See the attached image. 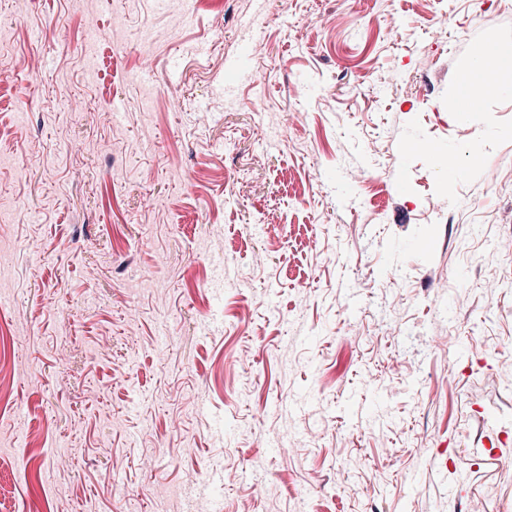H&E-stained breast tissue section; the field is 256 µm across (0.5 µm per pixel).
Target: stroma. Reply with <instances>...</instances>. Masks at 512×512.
<instances>
[{"instance_id":"35a3bbf8","label":"stroma","mask_w":512,"mask_h":512,"mask_svg":"<svg viewBox=\"0 0 512 512\" xmlns=\"http://www.w3.org/2000/svg\"><path fill=\"white\" fill-rule=\"evenodd\" d=\"M0 26V512H512V90L448 110L512 0H0ZM251 53V47L246 45L242 48L240 55L229 63L228 69L231 74V83L225 85V92H231L234 83L250 82L253 80L254 73L249 61Z\"/></svg>"}]
</instances>
